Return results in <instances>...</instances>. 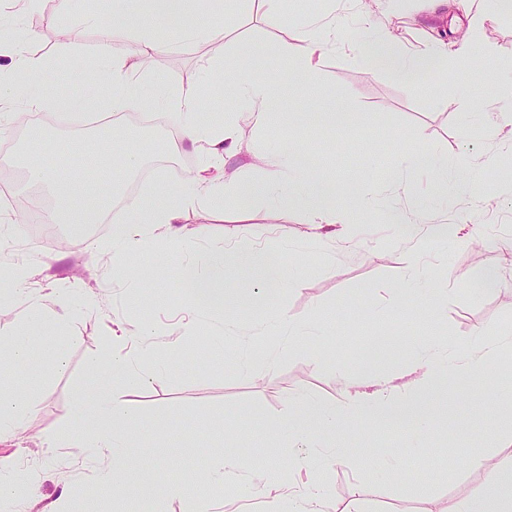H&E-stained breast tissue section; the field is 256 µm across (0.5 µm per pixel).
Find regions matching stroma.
Instances as JSON below:
<instances>
[{"label":"stroma","mask_w":512,"mask_h":512,"mask_svg":"<svg viewBox=\"0 0 512 512\" xmlns=\"http://www.w3.org/2000/svg\"><path fill=\"white\" fill-rule=\"evenodd\" d=\"M332 13L345 22L332 49L316 54L312 64L319 86L312 96L288 93L278 111L263 125L248 115L238 124L243 153L224 159L228 184H259L267 159L282 140H297L314 166L336 185L341 208L332 224L307 223L302 210L277 211L254 198L228 193L223 210L195 206L153 245L132 253L127 268L112 261V224L93 236L59 225L39 235L20 228L14 245L0 249V271L27 265L21 281L0 283L17 289L21 305L0 317V336L24 326L26 304L45 307L37 331L38 344L62 345L66 365L57 370L39 356L0 369V387L35 402L36 410L17 440L0 444V458L13 467L12 479L31 488L30 496L0 504V512H84L89 491L99 493L100 512H191L196 502L209 512H267L270 497L287 500L289 488L304 489L311 474L303 455L321 456L312 441L278 433L271 426L293 408L289 396L300 390L326 403L338 404L347 388L369 389L373 378L390 376L392 393L411 395L423 375L412 357L420 341L438 346L453 337L460 356H467L479 332L512 334V127L492 138L471 132L483 106L512 92V13L488 0L481 23L473 21L472 0H288V10L270 20L257 0H231L229 11L202 14L199 25L225 28L223 38L175 46L147 66L150 76L169 87L198 86L201 114L224 118V85L238 72L246 53L259 55L258 78L284 76L293 66L287 46L301 30L302 16ZM391 33L408 51L429 41L471 38L477 45L467 66L443 63L440 69L405 82L367 66L361 57L366 35L362 23ZM25 50L44 57L47 82L73 95L85 92L78 72L94 68L101 41L97 28L78 15H60L56 0H45L41 12L22 23ZM213 71L211 83L200 81L202 69ZM346 108L348 125L330 127L323 114ZM120 132L116 153L135 151L143 157L165 152L172 125L162 120L143 126L132 113L112 116ZM87 116L52 113L46 123L34 113L0 122V223L9 225L37 187L28 181L25 157L44 161L63 156V174L73 180L105 183L111 168L88 165L78 141L104 135ZM176 141V140H173ZM178 168L155 169L136 189L150 194L161 184H178L198 171L205 158L197 146L176 141ZM470 156L477 181L463 195L436 190L428 172L412 174L409 191L390 195L388 175L399 159L428 153L455 159ZM393 197L410 216L424 215L419 231L388 223L383 207L353 212V196ZM193 242L192 263L204 267L206 257L233 246L268 250L288 268L293 287L268 295L264 312L243 307L218 317L189 302L181 281L179 234ZM96 251H89L86 239ZM426 271L446 312H427V298L408 294L399 274L415 258ZM72 289L67 309L49 304L58 289ZM306 318L299 335H289L278 313ZM156 346L157 370L134 389H115L114 400L130 404L148 447L130 449L137 466L149 469L162 485L181 484L184 496L163 495L135 503L123 488L102 489L98 475L106 463L78 457L74 449L46 451L45 431L69 432L75 426L72 396L76 388H96L93 360L124 355L142 340ZM195 361L193 370L181 367ZM512 384V352L492 360L483 377L462 373L448 384L453 408L424 437L415 454L406 430L358 427L323 433V443L341 446V464H324L325 512H342L351 489H358L359 512H451L487 481L485 469L472 466L473 456L496 458L503 436L512 434V412L499 408L502 387ZM238 464L214 480L210 471L226 454ZM399 460L402 480L384 478L379 459Z\"/></svg>","instance_id":"stroma-1"}]
</instances>
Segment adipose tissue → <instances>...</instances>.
I'll list each match as a JSON object with an SVG mask.
<instances>
[{
  "label": "adipose tissue",
  "instance_id": "ef3b65f1",
  "mask_svg": "<svg viewBox=\"0 0 512 512\" xmlns=\"http://www.w3.org/2000/svg\"><path fill=\"white\" fill-rule=\"evenodd\" d=\"M223 0H110L106 17L84 14L87 24L95 26L102 45L112 40L125 39L129 49L124 58L117 59L101 53L94 70L84 72L83 79L90 89H97L100 76L112 83V109L116 112L159 110L165 112L179 128L183 139L191 141L205 154L207 161L194 175L177 186L163 187L148 197L128 199L125 208L128 218L112 233V259L120 264L140 245L154 240L161 230L176 223L181 213L195 205H213L224 197V159L239 151L238 122L229 119L212 126L200 120V96L197 87L171 89L150 79L142 72V59L161 53L155 29L168 23L176 25L181 36L207 41L219 35L216 27L195 26L191 18L199 13L222 9ZM342 22L333 15L314 16L304 21V32L291 52L295 68L285 80L257 79L251 70L242 69L235 81L228 83L226 94L230 102L243 105L254 124H262L268 113L275 111L285 91L312 93L318 78L311 65L313 55L327 49L336 39ZM14 23L0 19V57L9 63L0 66V112L12 109L15 103H24L28 110L51 109L79 112L88 108L89 98L61 95L42 81L46 69L43 58L27 54L20 41L14 40ZM370 67L412 80L432 66L440 51L429 47L416 53L402 50L384 31H374L363 48ZM30 178L50 184L55 201L46 214L50 224L81 226L100 220L112 203L119 187L117 183L101 190L99 204L94 208L75 206L76 186L56 170L50 171L35 161L28 162ZM292 172L297 182L286 185L283 172ZM259 198L270 201L278 210L299 208L305 211L309 223L332 224L336 221V188L318 173L308 160L306 152L296 143L285 140L279 145L277 156L269 166L265 181L257 190ZM206 272L195 266L182 268V276L193 290L196 301L211 309L223 310L225 301L235 295L229 283L230 276H248L256 286V297L288 287V272L279 262L270 260L259 248L235 247L207 256ZM495 352L487 337L476 336L466 361H459L454 352L423 356L427 383L453 376L458 367L469 373L482 375ZM151 346H143L136 359L110 356L94 362L91 367L100 385L94 391L77 389L74 409L82 420H95L92 432H46L43 442L47 449L60 445L79 449L88 456H119L127 446L128 436L137 429V418L132 409L111 400L112 387L134 388L143 380L138 363L152 358ZM295 412L280 422L286 435L310 437L326 428L344 430L354 423L366 421L378 426L403 427L413 424L426 426L430 421L423 408L384 394L371 392L347 393L341 406L311 402L304 395H296ZM32 400L17 394L0 391V442L15 439L25 429L27 417L34 411Z\"/></svg>",
  "mask_w": 512,
  "mask_h": 512
}]
</instances>
